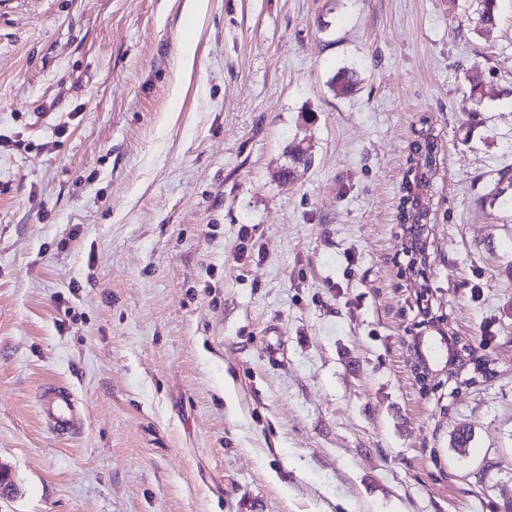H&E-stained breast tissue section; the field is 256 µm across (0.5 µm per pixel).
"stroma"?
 I'll return each mask as SVG.
<instances>
[{
  "mask_svg": "<svg viewBox=\"0 0 512 512\" xmlns=\"http://www.w3.org/2000/svg\"><path fill=\"white\" fill-rule=\"evenodd\" d=\"M474 9L0 0V512L512 503V209L484 201L512 166V0L488 32ZM424 125L419 290L397 215ZM425 307L492 378L416 383ZM430 131V127L424 129L423 126L417 131L418 139L412 146L413 156H410V161L414 162L413 168L415 170V174L413 172L406 178L409 180L414 174L413 180L418 182V187L423 188H428L430 186L431 180L437 172V169L433 170V166H436L437 168V151L435 152V149H437V137ZM421 161L423 164H421ZM422 167H425V170L420 173ZM53 397L43 415L49 426L58 433H68L76 422V402L74 393L67 387L53 388Z\"/></svg>",
  "mask_w": 512,
  "mask_h": 512,
  "instance_id": "obj_1",
  "label": "stroma"
}]
</instances>
